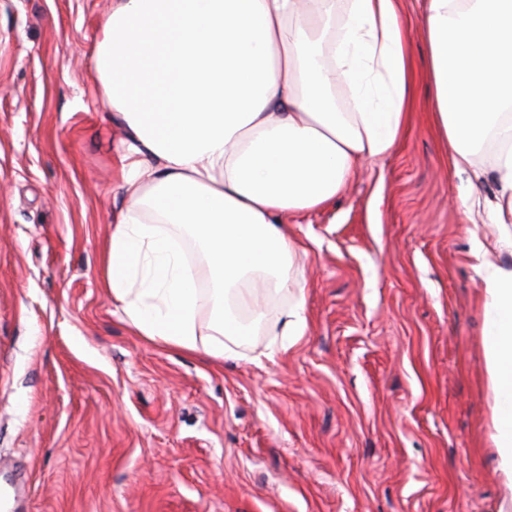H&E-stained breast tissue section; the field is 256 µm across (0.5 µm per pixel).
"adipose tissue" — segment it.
I'll return each mask as SVG.
<instances>
[{"instance_id": "obj_1", "label": "adipose tissue", "mask_w": 512, "mask_h": 512, "mask_svg": "<svg viewBox=\"0 0 512 512\" xmlns=\"http://www.w3.org/2000/svg\"><path fill=\"white\" fill-rule=\"evenodd\" d=\"M420 20L448 170L496 184L462 206L498 229L472 252L499 512H512V269L489 257L512 253V0H424ZM101 27L94 65L126 131L127 199L102 246L103 288L135 333L211 361L235 357L261 323L254 289L287 293V352L308 328L289 215L334 202L408 131L417 69L405 0H112Z\"/></svg>"}]
</instances>
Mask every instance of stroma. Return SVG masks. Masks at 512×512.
Masks as SVG:
<instances>
[{
    "mask_svg": "<svg viewBox=\"0 0 512 512\" xmlns=\"http://www.w3.org/2000/svg\"><path fill=\"white\" fill-rule=\"evenodd\" d=\"M112 0H0V487L10 512H498L467 176L419 70L407 138L304 248L307 333L268 360L287 296L235 358L126 325L100 246L125 137L94 68Z\"/></svg>",
    "mask_w": 512,
    "mask_h": 512,
    "instance_id": "35a3bbf8",
    "label": "stroma"
}]
</instances>
